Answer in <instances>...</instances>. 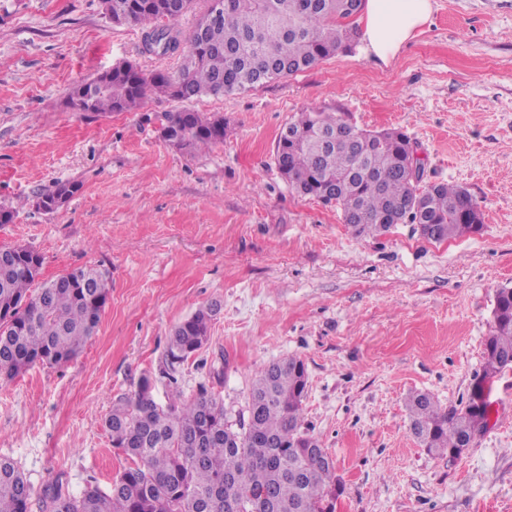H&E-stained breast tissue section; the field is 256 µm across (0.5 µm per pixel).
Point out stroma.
Here are the masks:
<instances>
[{
	"label": "stroma",
	"mask_w": 512,
	"mask_h": 512,
	"mask_svg": "<svg viewBox=\"0 0 512 512\" xmlns=\"http://www.w3.org/2000/svg\"><path fill=\"white\" fill-rule=\"evenodd\" d=\"M142 28L116 24L100 0H0V246L43 258L41 280L107 268L109 301L74 360L0 379V456L33 487L74 497L107 488L128 465L102 421L117 400L161 378L171 329L200 306L219 312L178 385L206 384L230 423L248 415L255 373L291 356L307 375L302 428L343 484L336 512H512V368L489 387L488 426L455 461L409 429L408 397L468 398L484 362L494 297L512 286V0H433L429 22L391 61L362 42L314 68L191 109L223 115V143L180 152L144 115L93 116L73 90L123 60L176 75L186 56L141 52ZM343 115L360 129L399 128L425 162V182L467 190L483 229L431 242L397 225L360 237L335 207L281 179L274 151L298 112ZM62 182L60 210L33 199Z\"/></svg>",
	"instance_id": "obj_1"
}]
</instances>
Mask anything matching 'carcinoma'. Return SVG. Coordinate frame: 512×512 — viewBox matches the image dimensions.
I'll list each match as a JSON object with an SVG mask.
<instances>
[{
	"label": "carcinoma",
	"instance_id": "carcinoma-1",
	"mask_svg": "<svg viewBox=\"0 0 512 512\" xmlns=\"http://www.w3.org/2000/svg\"><path fill=\"white\" fill-rule=\"evenodd\" d=\"M193 0H101L118 24L142 27L143 52L172 56L188 45L189 65L177 76L144 74L130 62L77 87L82 111L138 110L148 93L187 101L229 94L304 72L351 49L357 28L348 23L361 0H222V19L202 14L188 40L161 24L187 12ZM179 150L224 142V117L190 109L146 117ZM410 138L400 129L358 130L344 118L314 109L298 113L280 131L275 166L291 189L332 204L358 236L389 232L397 224L422 225V237L441 242L478 233L479 204L450 183L421 185L406 167ZM74 182L39 196L42 210L73 197ZM43 259L22 247L0 246V376L75 358L98 331L111 291V275L76 268L32 285ZM218 305L198 308L176 325L166 345L162 377L177 384L178 368L208 341ZM512 367V288L495 294L493 324L484 343L482 374L468 401L443 408L428 393L408 401L410 430L429 450L456 460L454 450L488 424L486 384ZM150 375L104 418L112 447L130 465L108 489L69 495L60 481L46 484L42 512H335L340 482L327 449L301 430L306 388L304 363L274 362L253 379L247 422L233 427L224 402L205 385L186 397L179 389L166 405L145 396ZM32 488L16 463L0 457V512H30Z\"/></svg>",
	"mask_w": 512,
	"mask_h": 512
}]
</instances>
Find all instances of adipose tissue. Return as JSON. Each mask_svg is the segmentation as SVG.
<instances>
[{
	"mask_svg": "<svg viewBox=\"0 0 512 512\" xmlns=\"http://www.w3.org/2000/svg\"><path fill=\"white\" fill-rule=\"evenodd\" d=\"M432 10V0H366L362 18L366 53L389 62L428 22Z\"/></svg>",
	"mask_w": 512,
	"mask_h": 512,
	"instance_id": "ef3b65f1",
	"label": "adipose tissue"
}]
</instances>
